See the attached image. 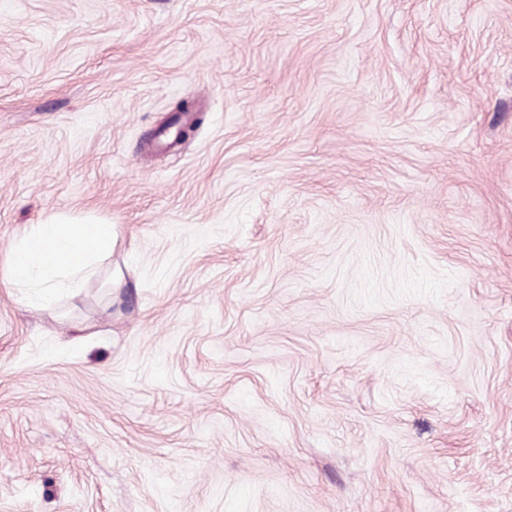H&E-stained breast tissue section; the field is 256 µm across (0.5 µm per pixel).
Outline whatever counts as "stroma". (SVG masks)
Listing matches in <instances>:
<instances>
[{
	"label": "stroma",
	"instance_id": "35a3bbf8",
	"mask_svg": "<svg viewBox=\"0 0 512 512\" xmlns=\"http://www.w3.org/2000/svg\"><path fill=\"white\" fill-rule=\"evenodd\" d=\"M0 512H512V0H0ZM113 238L112 224L51 215L17 237L10 253L8 283L25 288L24 299L42 307L60 296L77 295L112 255ZM37 246L44 253L33 260Z\"/></svg>",
	"mask_w": 512,
	"mask_h": 512
}]
</instances>
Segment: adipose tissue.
Wrapping results in <instances>:
<instances>
[{
  "label": "adipose tissue",
  "mask_w": 512,
  "mask_h": 512,
  "mask_svg": "<svg viewBox=\"0 0 512 512\" xmlns=\"http://www.w3.org/2000/svg\"><path fill=\"white\" fill-rule=\"evenodd\" d=\"M113 238L112 225L49 216L18 236L8 282L24 289L27 302L42 307L77 295L111 256Z\"/></svg>",
  "instance_id": "obj_1"
}]
</instances>
